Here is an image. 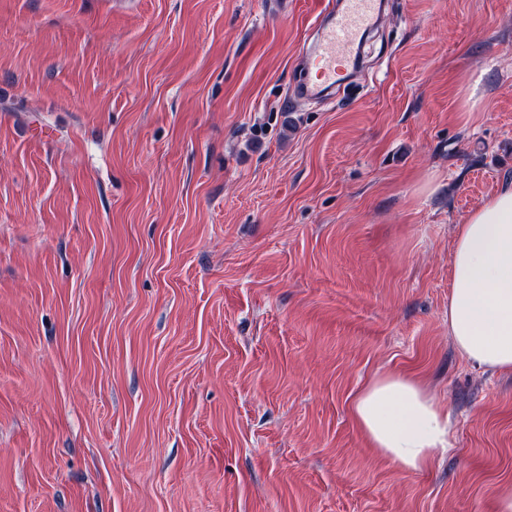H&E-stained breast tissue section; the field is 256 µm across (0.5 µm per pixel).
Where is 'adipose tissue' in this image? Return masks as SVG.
<instances>
[{
  "instance_id": "1",
  "label": "adipose tissue",
  "mask_w": 512,
  "mask_h": 512,
  "mask_svg": "<svg viewBox=\"0 0 512 512\" xmlns=\"http://www.w3.org/2000/svg\"><path fill=\"white\" fill-rule=\"evenodd\" d=\"M448 332L478 366L512 369V181L458 225L448 293ZM371 446L410 472L449 450L450 424L421 384L405 373L376 378L351 407Z\"/></svg>"
}]
</instances>
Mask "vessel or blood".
<instances>
[{
	"label": "vessel or blood",
	"mask_w": 512,
	"mask_h": 512,
	"mask_svg": "<svg viewBox=\"0 0 512 512\" xmlns=\"http://www.w3.org/2000/svg\"><path fill=\"white\" fill-rule=\"evenodd\" d=\"M383 0H325L318 13L317 33L306 53L314 71L305 75L297 92L306 99H322L342 77L356 71L359 44L376 24Z\"/></svg>",
	"instance_id": "obj_1"
}]
</instances>
